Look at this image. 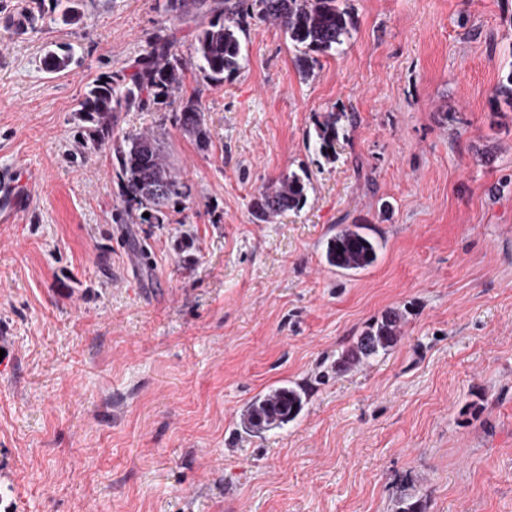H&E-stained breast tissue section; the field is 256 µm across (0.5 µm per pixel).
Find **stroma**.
Here are the masks:
<instances>
[{
    "label": "stroma",
    "instance_id": "1",
    "mask_svg": "<svg viewBox=\"0 0 512 512\" xmlns=\"http://www.w3.org/2000/svg\"><path fill=\"white\" fill-rule=\"evenodd\" d=\"M166 0H82L84 21L16 33L0 0V170L44 174L23 224H0V512H512V0H351L357 27L314 77L251 21L237 71H188L210 146L163 129L191 191L170 223L118 227L115 161L83 143L88 84L128 70L168 27ZM79 48L67 72L47 50ZM354 113L335 161L315 123ZM306 168V205L250 214ZM362 224L380 250L330 268L326 239ZM397 345L326 367L384 312ZM305 386L293 422L242 430L252 399Z\"/></svg>",
    "mask_w": 512,
    "mask_h": 512
}]
</instances>
